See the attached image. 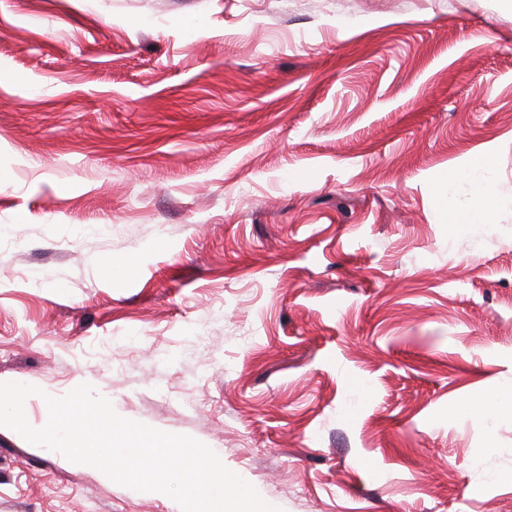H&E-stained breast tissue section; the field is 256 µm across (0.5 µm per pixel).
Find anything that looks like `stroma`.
Returning a JSON list of instances; mask_svg holds the SVG:
<instances>
[{
  "mask_svg": "<svg viewBox=\"0 0 512 512\" xmlns=\"http://www.w3.org/2000/svg\"><path fill=\"white\" fill-rule=\"evenodd\" d=\"M0 379L281 512H512V0H0ZM179 510L0 427V512ZM492 164L491 157L476 155L467 169L466 177L469 178L473 194L478 202L470 208L455 214V224L451 226L457 232L465 231L472 224H483L488 217V202L493 201L491 190L485 185L480 174Z\"/></svg>",
  "mask_w": 512,
  "mask_h": 512,
  "instance_id": "obj_1",
  "label": "stroma"
}]
</instances>
